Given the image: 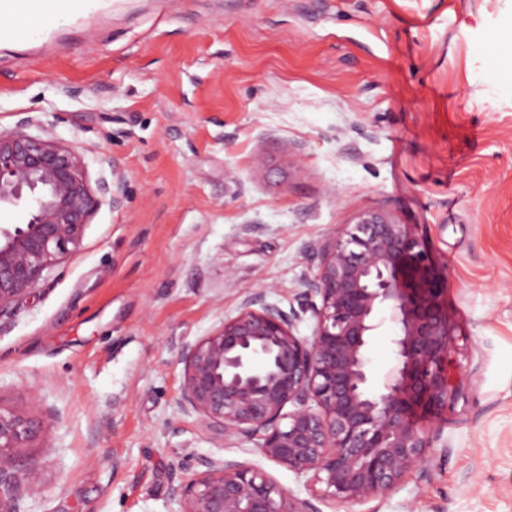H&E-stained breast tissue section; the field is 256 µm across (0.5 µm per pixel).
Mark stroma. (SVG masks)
Returning <instances> with one entry per match:
<instances>
[{
    "mask_svg": "<svg viewBox=\"0 0 512 512\" xmlns=\"http://www.w3.org/2000/svg\"><path fill=\"white\" fill-rule=\"evenodd\" d=\"M512 0H101L0 44V130L32 118L120 171L0 332V407L40 405L21 512H182L206 460L308 478L181 411L178 351L256 288L298 306L339 225L384 207L448 279L462 395L428 477L356 512H512Z\"/></svg>",
    "mask_w": 512,
    "mask_h": 512,
    "instance_id": "1",
    "label": "stroma"
}]
</instances>
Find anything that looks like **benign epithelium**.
Returning <instances> with one entry per match:
<instances>
[{
  "label": "benign epithelium",
  "instance_id": "7a95c632",
  "mask_svg": "<svg viewBox=\"0 0 512 512\" xmlns=\"http://www.w3.org/2000/svg\"><path fill=\"white\" fill-rule=\"evenodd\" d=\"M32 124L27 117L0 131V208L27 210L24 223L0 225V318L79 247L102 205L118 208L125 197L122 175L92 188L83 158L49 128L28 133ZM446 288L412 225L386 208L364 210L323 245L300 309L269 305L258 288L220 328L181 348V400L212 434L253 441L269 460L310 476L325 501L385 498L426 472L437 432L413 417L451 409L461 395L447 371L455 325ZM307 310L315 325L302 337L295 325ZM382 311L395 326V364L372 389L366 352ZM45 424L37 405L0 408V512H19L23 497L43 492L39 470L19 459ZM176 491L183 512H313L234 460L206 462Z\"/></svg>",
  "mask_w": 512,
  "mask_h": 512
}]
</instances>
